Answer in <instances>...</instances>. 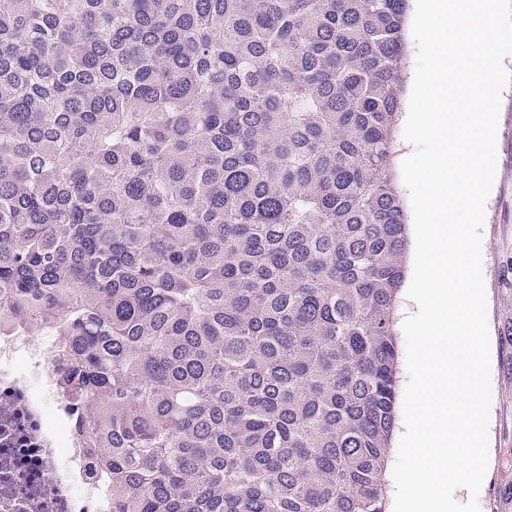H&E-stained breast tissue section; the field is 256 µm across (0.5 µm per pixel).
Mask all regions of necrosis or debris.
Instances as JSON below:
<instances>
[{
  "label": "necrosis or debris",
  "instance_id": "4bbe7bcc",
  "mask_svg": "<svg viewBox=\"0 0 512 512\" xmlns=\"http://www.w3.org/2000/svg\"><path fill=\"white\" fill-rule=\"evenodd\" d=\"M54 343L0 332V512L107 509L95 457L51 379Z\"/></svg>",
  "mask_w": 512,
  "mask_h": 512
}]
</instances>
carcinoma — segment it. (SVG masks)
I'll return each instance as SVG.
<instances>
[{"label":"carcinoma","mask_w":512,"mask_h":512,"mask_svg":"<svg viewBox=\"0 0 512 512\" xmlns=\"http://www.w3.org/2000/svg\"><path fill=\"white\" fill-rule=\"evenodd\" d=\"M410 0H0V329L112 512H385Z\"/></svg>","instance_id":"carcinoma-1"}]
</instances>
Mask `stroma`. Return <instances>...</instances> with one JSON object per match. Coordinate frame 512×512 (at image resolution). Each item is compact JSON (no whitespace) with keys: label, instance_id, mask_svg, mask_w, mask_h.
<instances>
[{"label":"stroma","instance_id":"35a3bbf8","mask_svg":"<svg viewBox=\"0 0 512 512\" xmlns=\"http://www.w3.org/2000/svg\"><path fill=\"white\" fill-rule=\"evenodd\" d=\"M491 349L489 467L481 512H512V87L503 94L497 168L483 229Z\"/></svg>","mask_w":512,"mask_h":512}]
</instances>
